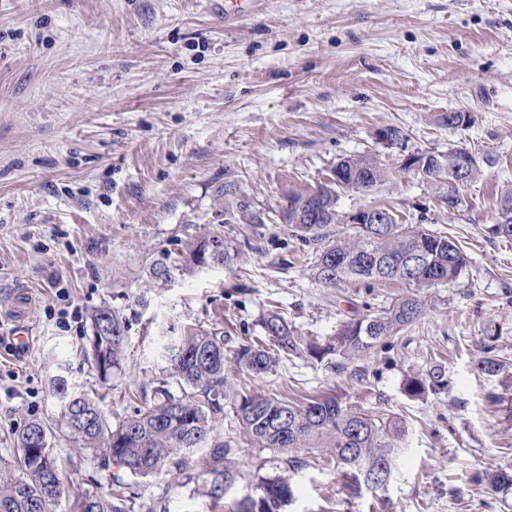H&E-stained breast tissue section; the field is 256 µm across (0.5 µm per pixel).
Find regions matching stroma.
Segmentation results:
<instances>
[{
    "label": "stroma",
    "mask_w": 512,
    "mask_h": 512,
    "mask_svg": "<svg viewBox=\"0 0 512 512\" xmlns=\"http://www.w3.org/2000/svg\"><path fill=\"white\" fill-rule=\"evenodd\" d=\"M467 112L453 131L439 117ZM399 128L394 144L381 131ZM459 145L483 163L448 210L437 189L401 171L414 151ZM369 154L390 172L373 191L339 193L337 209L393 210L456 241L468 256L449 282L327 288L316 245L292 235L294 195L330 183L337 163ZM512 188V0H0V461L10 433L56 422L50 378L68 365L113 421L124 394L162 375L158 338L194 325L236 340L263 335L277 309L298 335L418 294L423 317L332 369L302 358L254 376L228 363L233 392L333 395L406 427L389 481L350 496L335 465L292 474L283 512H512V240L491 234ZM218 231L239 252L150 287L160 254ZM130 320L121 370L101 382L80 349L99 306ZM22 321L33 346L17 356ZM500 372L481 373L486 354ZM422 394H409L410 379ZM127 482L136 503L210 512L193 485L127 477L119 466L67 468L64 493Z\"/></svg>",
    "instance_id": "obj_1"
}]
</instances>
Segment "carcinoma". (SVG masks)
<instances>
[{
    "label": "carcinoma",
    "instance_id": "cac0c4a2",
    "mask_svg": "<svg viewBox=\"0 0 512 512\" xmlns=\"http://www.w3.org/2000/svg\"><path fill=\"white\" fill-rule=\"evenodd\" d=\"M336 168L343 173L340 188L352 189L361 178L381 185L389 171L374 158L363 155L341 161ZM447 181L448 196L461 205L460 189L451 171L440 174ZM315 194L323 199L315 219L304 218L305 196L291 200L286 220L294 233L306 243L322 239L321 230L336 223V189L325 185ZM491 232L512 239V190L504 193L498 206V222ZM421 252L422 277L390 274L385 262H399L414 251ZM237 252L215 232L201 241L188 244L186 255L171 258L166 254L150 263L151 281L166 285L181 266H224L236 259ZM468 262L467 255L448 236L400 224H357L349 238L319 251L314 266L315 279L326 287L347 281H401L415 286H430L455 279ZM424 303L415 295L399 298L376 314H367L340 325L336 335L324 341L297 336L286 319L270 312L262 319L274 349L257 342L239 343L233 360L244 371L263 375L276 370L281 357L309 358L336 368L342 360L359 357L389 336L418 322ZM89 354L99 377L107 381L121 369L124 359L129 318L119 310L101 306L90 315ZM232 337L221 329L185 327L175 336L164 337L159 358L165 362L164 378L158 381L150 397L118 424L101 410L91 395L69 386L58 373L52 379V392L62 403L60 427L82 460L101 470L111 464L121 466L135 479L161 475L190 483L194 475L205 477L204 495L212 502V512H281L293 499L290 474L310 465L308 455L318 452L336 460L350 494L361 486L378 488L392 473L399 451L398 439L403 427L390 416L374 415L343 405L334 396H311L300 400L262 394L241 397L232 407V419L240 435L251 447L282 456L284 473L275 476L255 473L253 494L231 504L225 497L240 477L234 467L237 449L232 441L220 438L224 428V399L230 395L225 373V346ZM52 432L46 423L32 420L14 436L20 448L10 464L0 468V512H58L62 498V462L53 448ZM205 448L196 456V450ZM130 499L123 483L108 485L104 491L78 492L68 503V512H131Z\"/></svg>",
    "mask_w": 512,
    "mask_h": 512
}]
</instances>
